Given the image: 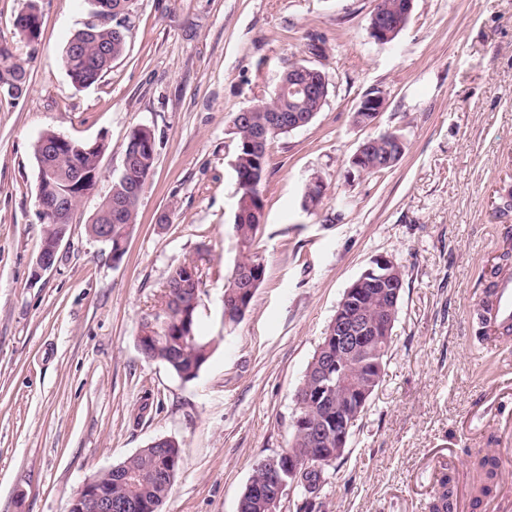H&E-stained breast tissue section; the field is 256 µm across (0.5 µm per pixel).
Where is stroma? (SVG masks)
I'll list each match as a JSON object with an SVG mask.
<instances>
[{
  "instance_id": "obj_1",
  "label": "stroma",
  "mask_w": 512,
  "mask_h": 512,
  "mask_svg": "<svg viewBox=\"0 0 512 512\" xmlns=\"http://www.w3.org/2000/svg\"><path fill=\"white\" fill-rule=\"evenodd\" d=\"M24 3L0 0V39L29 73L20 98L0 95V512H68L92 475L165 437L182 461L162 512H237L255 466L288 446L296 391L345 289L381 254L404 272L390 358L326 472L322 512H428L451 454L465 466L457 504L493 507L471 457L512 448V373L486 351L476 308L512 250V211L501 209L512 188V0H414L387 44L368 34L376 0H133L123 55L87 88L60 58L92 21L89 0H39L34 43L14 27ZM314 39L322 56L308 50ZM296 63L323 67L329 94L268 149L266 277L228 328L232 118ZM377 89L388 100L378 123L356 125ZM138 125L154 130L156 161L116 263L86 226ZM48 130L108 149L56 268L38 275L32 145ZM387 130L406 143L398 164L348 177L359 144ZM313 179L325 192L309 211ZM187 259L203 271L200 328L220 340L190 382L135 342Z\"/></svg>"
}]
</instances>
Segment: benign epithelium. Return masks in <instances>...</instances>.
<instances>
[{
  "instance_id": "benign-epithelium-1",
  "label": "benign epithelium",
  "mask_w": 512,
  "mask_h": 512,
  "mask_svg": "<svg viewBox=\"0 0 512 512\" xmlns=\"http://www.w3.org/2000/svg\"><path fill=\"white\" fill-rule=\"evenodd\" d=\"M368 30L376 42L385 44L396 35L397 27L392 17L376 8L370 15ZM386 105L387 97L384 94L364 96L356 108L362 113L358 125H375ZM402 144V135L393 131L384 132L377 138L364 139L351 158L348 175L365 174L363 162L374 146L385 147L386 165H396L403 154ZM39 168L41 185L48 187L61 199L71 194L73 185L60 187L54 184V176L46 163H40ZM38 212L43 221L48 219L52 224L67 225L71 224L74 214L68 205L54 203L46 197L38 201ZM64 238L65 234L59 233L50 242L43 243L36 257V273L51 271L57 266V255ZM395 265V260L386 255L372 258L370 267L353 286L345 290L330 322L329 346L325 347V356L318 365L317 392L314 395V400L328 409L329 428L323 432L316 430V425L310 424L306 415L298 419V427L319 435L327 434L329 441L335 445L332 453L338 456L344 454L352 424L360 416L363 406L370 401V386L348 377L346 369L368 347L381 348L389 341L398 297L393 280ZM294 488L295 484H287L280 479L275 460H267L264 490H258L256 494L265 496L268 512H277L283 499L293 498ZM123 508L125 505L112 502L111 494L86 482L73 494L69 512H120Z\"/></svg>"
}]
</instances>
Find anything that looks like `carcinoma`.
Here are the masks:
<instances>
[{"label":"carcinoma","mask_w":512,"mask_h":512,"mask_svg":"<svg viewBox=\"0 0 512 512\" xmlns=\"http://www.w3.org/2000/svg\"><path fill=\"white\" fill-rule=\"evenodd\" d=\"M112 10L111 21L87 25L68 41L61 64L72 81L79 87H89L100 80L111 68L112 62L122 56L126 35L124 18L128 14L132 0H98ZM292 73L285 70L280 85L273 97L260 99L250 106L245 122L233 123L236 163V210L233 229L239 243V257L235 266L250 272L253 283L246 286L233 282V276L225 277L224 295L236 296L242 308L226 321L234 325L241 321L250 308L255 291L265 280L266 264L262 255L254 248L260 227L264 224V200L261 186L267 169V146L279 136L288 133V117L294 115L300 120L308 119L317 107V100L300 93L290 92L288 83ZM28 85L27 69L16 59L11 45L0 40V89L9 82ZM123 151L140 155L138 167L122 173L112 181V196L101 202L88 233L96 232V225L109 223L111 208L122 207L125 220L112 225V240L107 242L112 260L123 259L126 244L136 224L138 207L153 170L156 159V137L152 130L139 126L132 128L123 146ZM53 170L55 182L62 185L87 176L97 169V156L94 152H81L76 148H65L46 158ZM200 271L194 260H185L170 270L164 284L161 304L153 314L144 318L139 325L136 344L143 346L141 354L149 361L163 363L172 373L185 382L195 380L214 350V340L199 334L198 301L202 294V275H197L198 283L193 285L186 276L187 267ZM163 451L152 447L143 448L119 463L124 472L120 478L102 470L91 477L103 489L112 493V498L127 504L126 512H161L168 498L181 459L173 458L174 445L160 444ZM327 444L314 441L292 425L288 449L275 454L282 465L288 464V454L305 456L313 465L327 468L336 462L328 455L322 459L316 456L315 449ZM315 471L300 472L296 475L294 500L295 512H315L309 499L312 494V475ZM453 489L448 478L440 480V490L429 504V512H450Z\"/></svg>","instance_id":"carcinoma-1"}]
</instances>
